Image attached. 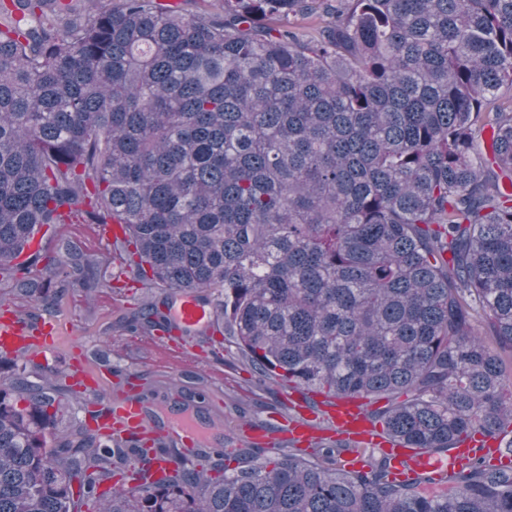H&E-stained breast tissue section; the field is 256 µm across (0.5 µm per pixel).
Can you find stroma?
<instances>
[{"label":"stroma","mask_w":512,"mask_h":512,"mask_svg":"<svg viewBox=\"0 0 512 512\" xmlns=\"http://www.w3.org/2000/svg\"><path fill=\"white\" fill-rule=\"evenodd\" d=\"M66 242L97 256L107 270L110 285L91 297L83 288H69L58 312L62 334L81 337L85 358H93L101 349L107 351V362L97 363L96 369L110 374L113 391L126 390L125 374L136 373L155 384V402L164 405L168 402L166 384L177 380L187 399L196 401L210 418L221 419L228 434L243 433L247 424L255 421L293 413L296 396L292 390H260L236 348L209 335L181 338L179 346L184 353L176 364H169L156 336L134 335L127 330L128 320L140 305L149 299H164L167 289L118 279L120 249L104 247L95 226L81 218L57 227L54 246Z\"/></svg>","instance_id":"obj_1"}]
</instances>
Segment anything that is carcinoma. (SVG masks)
<instances>
[{
	"label": "carcinoma",
	"instance_id": "cac0c4a2",
	"mask_svg": "<svg viewBox=\"0 0 512 512\" xmlns=\"http://www.w3.org/2000/svg\"><path fill=\"white\" fill-rule=\"evenodd\" d=\"M81 2L0 0L1 277L43 311L104 288L92 255L16 258L65 216L116 221L130 275L213 305L258 384L369 399L428 453L512 426V0ZM164 323L149 301L129 329ZM75 395L0 356V512H512V461L434 492L383 452L347 468L340 438L200 469L99 437V398L59 431Z\"/></svg>",
	"mask_w": 512,
	"mask_h": 512
}]
</instances>
